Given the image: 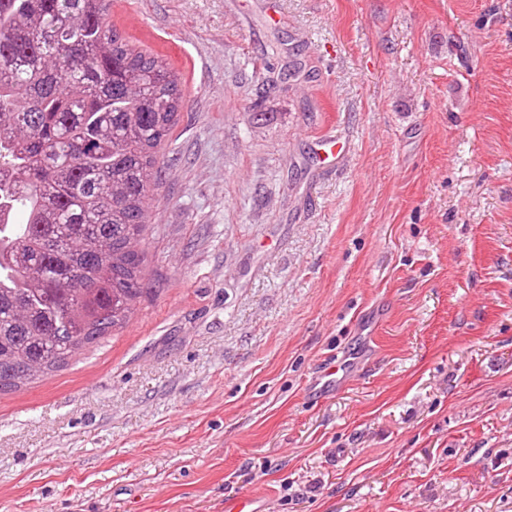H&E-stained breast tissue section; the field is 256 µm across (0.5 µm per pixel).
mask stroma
I'll use <instances>...</instances> for the list:
<instances>
[{
	"label": "stroma",
	"instance_id": "35a3bbf8",
	"mask_svg": "<svg viewBox=\"0 0 512 512\" xmlns=\"http://www.w3.org/2000/svg\"><path fill=\"white\" fill-rule=\"evenodd\" d=\"M112 21L182 85L149 293L0 393V512H512V0Z\"/></svg>",
	"mask_w": 512,
	"mask_h": 512
}]
</instances>
